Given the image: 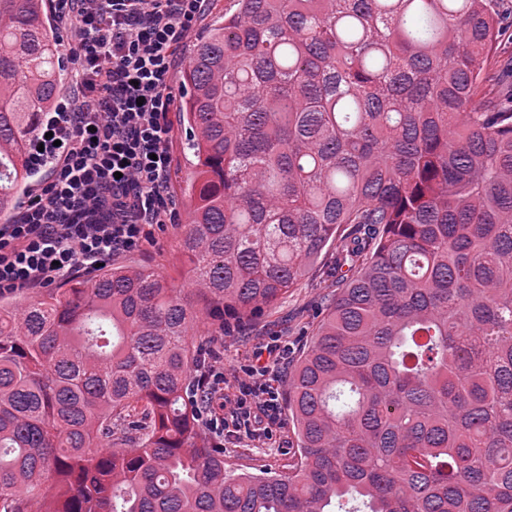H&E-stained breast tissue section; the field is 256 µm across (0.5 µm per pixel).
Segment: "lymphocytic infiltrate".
Returning <instances> with one entry per match:
<instances>
[{"label": "lymphocytic infiltrate", "mask_w": 512, "mask_h": 512, "mask_svg": "<svg viewBox=\"0 0 512 512\" xmlns=\"http://www.w3.org/2000/svg\"><path fill=\"white\" fill-rule=\"evenodd\" d=\"M209 0H52L68 26L76 93L37 136L33 163L55 160L49 187L12 223L0 225V292L46 287L89 273L112 256L140 247L152 224L172 223L169 150L171 79L176 52ZM286 339L256 348L240 374H203L210 425L225 440L260 443L278 423L279 365ZM234 380L237 393L221 398Z\"/></svg>", "instance_id": "lymphocytic-infiltrate-1"}]
</instances>
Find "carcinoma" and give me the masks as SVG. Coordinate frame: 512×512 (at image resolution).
I'll list each match as a JSON object with an SVG mask.
<instances>
[{"label": "carcinoma", "mask_w": 512, "mask_h": 512, "mask_svg": "<svg viewBox=\"0 0 512 512\" xmlns=\"http://www.w3.org/2000/svg\"><path fill=\"white\" fill-rule=\"evenodd\" d=\"M232 2L180 75L192 287L128 262L0 296V512H512L502 0ZM64 76L43 0H0V216ZM332 253L288 473L236 474L190 398L192 329Z\"/></svg>", "instance_id": "obj_1"}]
</instances>
